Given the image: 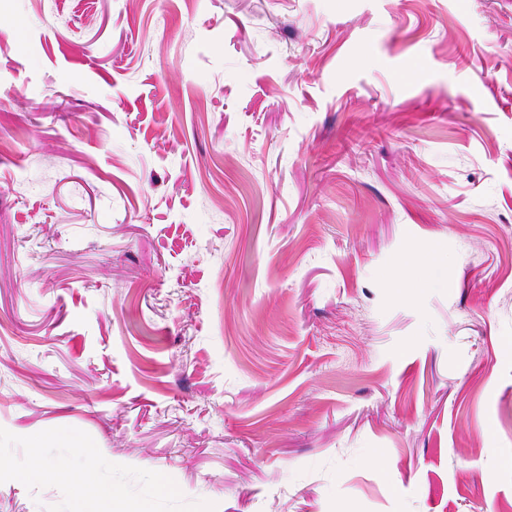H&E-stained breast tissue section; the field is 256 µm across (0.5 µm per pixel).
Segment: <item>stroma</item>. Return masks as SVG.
Returning <instances> with one entry per match:
<instances>
[{
    "mask_svg": "<svg viewBox=\"0 0 512 512\" xmlns=\"http://www.w3.org/2000/svg\"><path fill=\"white\" fill-rule=\"evenodd\" d=\"M0 427L215 512H512V0H0Z\"/></svg>",
    "mask_w": 512,
    "mask_h": 512,
    "instance_id": "1",
    "label": "stroma"
}]
</instances>
